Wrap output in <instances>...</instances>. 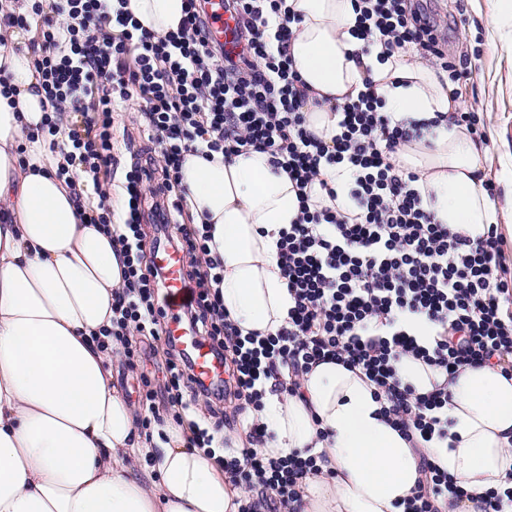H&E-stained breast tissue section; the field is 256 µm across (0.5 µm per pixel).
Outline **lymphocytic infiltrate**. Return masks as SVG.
Wrapping results in <instances>:
<instances>
[{"label":"lymphocytic infiltrate","instance_id":"lymphocytic-infiltrate-1","mask_svg":"<svg viewBox=\"0 0 512 512\" xmlns=\"http://www.w3.org/2000/svg\"><path fill=\"white\" fill-rule=\"evenodd\" d=\"M178 31H147L126 10V0H32L18 26H37L34 67L54 106L41 125L49 151L66 131L69 152L56 175L80 169L92 184L117 167L116 130L127 101L142 103L139 126L159 148L156 169L131 162L123 191L128 217L113 245L126 258L121 288L112 295V340L133 357L135 337L160 338L167 316L164 274L149 261L142 232L147 196H166L179 185L184 152L232 157L254 148L268 153L294 181L300 203L295 223L277 243L281 274L293 300L276 334L241 336L224 310L217 284L223 265L212 257L209 226L177 221L179 201L156 209L160 225L176 224L172 245L188 259L192 298L179 317L208 343L229 377L200 381L174 342L166 344L163 388L168 410L208 407L211 420L189 426L190 448H220L224 476L241 489L238 512H301L300 486L317 473L316 456L266 458L256 447L265 428L249 421V447L228 448L220 432L226 397L261 408L265 395L298 393V379L313 365L336 361L361 370L387 401L384 414L400 430L428 442L448 435V392L420 394L395 377L410 355L444 375L497 362L512 373V270L504 264L497 225L478 237L436 223L417 189L416 172L399 166L401 144L420 137L416 124L378 109L371 91L344 106L330 140L307 127L300 78L281 44L293 36L285 0H225L239 14L241 52L233 56L210 39L208 0H186ZM356 39L386 52L416 50L440 64L450 82L467 77L449 61L445 40L419 0H354ZM80 114L63 124L60 108ZM343 165L352 175L356 213L312 208L309 189L322 168ZM426 318L419 340L405 315ZM422 478L407 512H439L447 497L465 490L447 471L421 462Z\"/></svg>","mask_w":512,"mask_h":512}]
</instances>
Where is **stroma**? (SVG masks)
Instances as JSON below:
<instances>
[{"mask_svg": "<svg viewBox=\"0 0 512 512\" xmlns=\"http://www.w3.org/2000/svg\"><path fill=\"white\" fill-rule=\"evenodd\" d=\"M441 27L449 28L448 58L464 60L471 77L461 86L462 110L483 115L486 128L499 137L490 143L486 163L489 181L496 186L495 199L504 202L512 195V181L503 169H512V16L498 12V0H430ZM142 354L120 357L118 386L137 411L148 416L150 409L163 410V398L146 401V390H159L164 366V345L143 337Z\"/></svg>", "mask_w": 512, "mask_h": 512, "instance_id": "35a3bbf8", "label": "stroma"}]
</instances>
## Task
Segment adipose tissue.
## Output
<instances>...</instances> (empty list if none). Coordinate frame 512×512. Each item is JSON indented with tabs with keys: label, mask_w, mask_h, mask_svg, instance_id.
I'll return each mask as SVG.
<instances>
[{
	"label": "adipose tissue",
	"mask_w": 512,
	"mask_h": 512,
	"mask_svg": "<svg viewBox=\"0 0 512 512\" xmlns=\"http://www.w3.org/2000/svg\"><path fill=\"white\" fill-rule=\"evenodd\" d=\"M293 14L286 52L306 89L303 110L322 138L336 108L372 87L382 111L427 123L397 160L419 176L436 223L477 236L497 223L483 184L488 148L453 120L459 101L446 71L413 53L382 57L351 34L353 0H285ZM186 0H127L143 28L178 30ZM13 97L0 93V512H237L240 490L217 455L185 445V427L164 429L154 447L114 385L112 293L124 258L112 235L87 224L72 188L56 175L62 153L38 134L53 107L29 51L0 47ZM179 187L193 223L212 227L211 255L224 263V308L241 335L284 325L292 300L279 269L278 231L294 223V182L268 153L250 149L183 155ZM416 392L448 390V437L421 444L387 422L386 405L360 370L324 362L301 378L300 394L266 395L257 417L267 458L321 456L301 488L302 512H404L429 458L467 495L441 512H482L486 494L512 488V378L500 366L463 367L452 379L413 357L397 367ZM155 456V479L135 475Z\"/></svg>",
	"instance_id": "ef3b65f1"
}]
</instances>
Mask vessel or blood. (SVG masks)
I'll return each instance as SVG.
<instances>
[{"label":"vessel or blood","instance_id":"1","mask_svg":"<svg viewBox=\"0 0 512 512\" xmlns=\"http://www.w3.org/2000/svg\"><path fill=\"white\" fill-rule=\"evenodd\" d=\"M210 30L214 32L225 49H232L237 43L238 19L227 11L222 0H217L209 18ZM153 263L162 268L165 273V288L168 294V331L180 347L193 360L195 374L203 379H210L221 369L220 364L213 358L207 344L178 319L182 306L185 281L184 268L186 257L184 253L172 248L163 247L151 254Z\"/></svg>","mask_w":512,"mask_h":512}]
</instances>
